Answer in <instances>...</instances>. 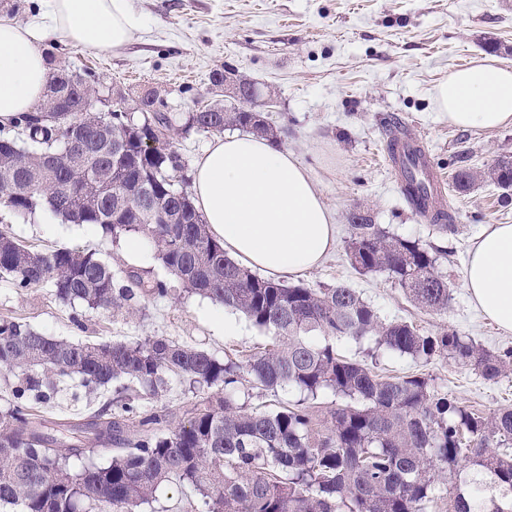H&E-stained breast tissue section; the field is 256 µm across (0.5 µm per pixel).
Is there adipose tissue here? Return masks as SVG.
<instances>
[{"label": "adipose tissue", "instance_id": "ef3b65f1", "mask_svg": "<svg viewBox=\"0 0 512 512\" xmlns=\"http://www.w3.org/2000/svg\"><path fill=\"white\" fill-rule=\"evenodd\" d=\"M47 23L0 21V127L31 111L46 90L49 66L39 48L51 33L102 52L125 48L142 20L130 0H45ZM435 109L467 129L512 125V68L493 58L450 71L433 90ZM192 197L214 238L248 266L299 276L318 268L336 245V226L308 169L294 153L254 135L214 138L193 163ZM472 303L512 333V224L487 225L464 271Z\"/></svg>", "mask_w": 512, "mask_h": 512}]
</instances>
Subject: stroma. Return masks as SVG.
Returning a JSON list of instances; mask_svg holds the SVG:
<instances>
[{"instance_id": "1", "label": "stroma", "mask_w": 512, "mask_h": 512, "mask_svg": "<svg viewBox=\"0 0 512 512\" xmlns=\"http://www.w3.org/2000/svg\"><path fill=\"white\" fill-rule=\"evenodd\" d=\"M143 27L117 54L77 45L56 36L43 42L56 64L92 72L100 95L135 97L158 92L170 111L193 112L216 101L213 71L229 68L273 95L267 114L277 143L309 169L336 224V248L323 265L299 276L312 288L341 284L355 288L382 318L413 323L430 335L454 330L492 351L512 349L503 333L475 308L464 287L468 251L489 224H512V198L490 182L462 193L447 186L443 206L458 227L440 236L430 221L415 216L388 168L391 139L387 119L419 141L433 166L453 179L462 169L483 170L512 159V127L492 131L460 129L436 112L432 92L449 71L491 56L512 68V0H132ZM361 213L390 234L442 247L440 271L447 275L450 300L445 313L415 307L397 282L382 272L355 271L346 254L348 217ZM9 227L30 248L87 246L98 250L117 276L134 270L164 278L156 258L127 255L95 227L62 222L40 209L23 218L0 210ZM210 299L174 289L142 300L133 314L87 311L61 303L50 285L24 291L0 278V318L12 317L49 336L73 342L127 341L164 336L216 357L247 358L272 344L271 332L235 314L238 329L225 333ZM383 374H422L461 405L489 413L512 405V372L486 381L470 368L444 357L416 361L384 353ZM205 389L170 380L151 398L181 423L185 410ZM115 391L85 394L78 379L60 383L53 402L37 413L79 422L94 415Z\"/></svg>"}]
</instances>
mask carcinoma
<instances>
[{"mask_svg":"<svg viewBox=\"0 0 512 512\" xmlns=\"http://www.w3.org/2000/svg\"><path fill=\"white\" fill-rule=\"evenodd\" d=\"M95 87L59 68L38 107L0 135V206L18 215L46 209L63 222L87 224L117 241L145 238L167 276L183 292L232 308L277 342L246 361L219 360L164 336L128 342H73L0 319V370L12 378L13 400L0 415V505L16 512H139L164 482L190 486L196 512H432L445 471L456 473L448 512H512V408L483 414L435 389L425 376L386 377L377 363L336 352V340L370 338L374 350L427 361L446 357L495 381L512 371V350L490 351L443 330L424 335L384 320L353 288H310L262 278L227 257L188 191L173 140L192 131L268 132L254 112L216 103L183 117L151 112L148 98L127 108L90 112ZM162 140L149 150L145 140ZM490 181L512 188V165L498 161ZM478 173L455 175L467 192ZM347 252L360 273L391 275L408 299L448 310V277L432 248L392 236L360 213L349 216ZM0 274L19 289L53 286L56 296L89 310L130 309L164 298L168 283L128 275L121 284L93 248L34 251L0 229ZM76 376L88 393L117 383L118 396L80 427L108 453L100 463L83 440L65 443L63 423L31 413L48 402L55 381ZM170 376L202 387L224 386L197 401L190 417L166 432L172 411L142 409L135 385L154 395ZM244 382L308 397L332 390L342 403L324 416L304 403L249 411L233 394ZM491 477L498 494L457 470L460 462Z\"/></svg>","mask_w":512,"mask_h":512,"instance_id":"obj_1","label":"carcinoma"}]
</instances>
